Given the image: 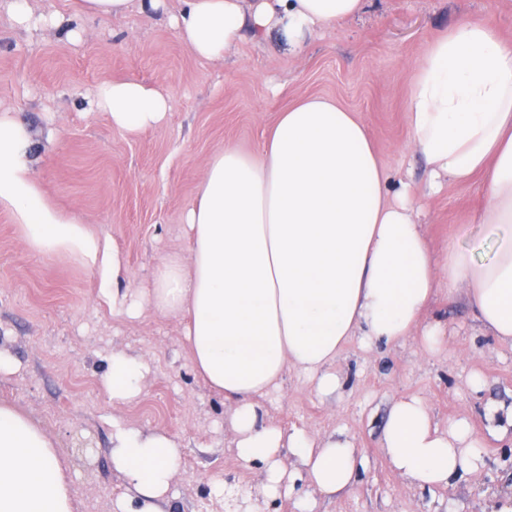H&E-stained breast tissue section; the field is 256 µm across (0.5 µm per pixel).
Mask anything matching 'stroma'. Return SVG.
Returning <instances> with one entry per match:
<instances>
[{"label": "stroma", "mask_w": 512, "mask_h": 512, "mask_svg": "<svg viewBox=\"0 0 512 512\" xmlns=\"http://www.w3.org/2000/svg\"><path fill=\"white\" fill-rule=\"evenodd\" d=\"M483 18L512 45V0H369L365 11L315 33L299 52L279 37H246L218 62L190 54L166 13L139 11L109 21L86 19L71 43L17 29L0 10V106L54 147L35 177L65 214L108 235L125 253L127 285L145 287L156 263L184 249L182 214L197 199L212 155L231 144L254 154L279 113L298 98L340 101L366 125L384 165L423 189L420 157L403 159L411 67L429 43L468 19ZM138 79L159 86L173 110L168 122L137 135L113 128L86 100L102 80ZM423 231L434 252L449 241L487 247L478 217L483 180L448 183L422 198ZM447 325V350L433 355L383 343L350 344L336 363L345 386L318 396L310 381L288 372L267 403L272 419L312 433L343 431L366 459L355 486L321 500L319 512H497L512 499V430L491 432L486 406L512 405V349L480 327L463 295H436L423 312ZM182 325L145 312L115 316L95 271L67 256H44L24 244L0 211V346L18 370L0 376V402L39 421L69 461L74 512H112L126 494L112 469V425L162 430L182 448L170 495L178 512H206L210 483L254 491L258 467L230 451L223 396L196 376L182 349ZM115 351L140 354L149 365L138 402H112L101 378ZM485 385L473 390L472 374ZM421 397L440 424L464 417L484 439L487 466L479 480L433 492L394 474L380 437L390 404Z\"/></svg>", "instance_id": "1"}]
</instances>
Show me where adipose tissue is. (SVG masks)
Returning <instances> with one entry per match:
<instances>
[{
  "label": "adipose tissue",
  "instance_id": "obj_1",
  "mask_svg": "<svg viewBox=\"0 0 512 512\" xmlns=\"http://www.w3.org/2000/svg\"><path fill=\"white\" fill-rule=\"evenodd\" d=\"M367 0H182L169 23L197 59L224 58L244 36L278 31L291 50L308 36L362 13ZM153 14L166 0H81L77 17L35 14L30 0H8L14 26L79 40L78 16L112 19L131 8ZM129 134L164 125L172 110L158 87L105 80L90 101ZM405 151L427 166L426 189L486 178L480 215L495 236L486 260L449 243L426 245L410 184L393 186L366 126L337 100L312 96L281 112L260 152L217 151L184 215L187 248L166 255L147 288H124L125 259L108 236L66 217L32 175L33 139L0 109V210L27 247L67 255L95 271L115 315L150 311L183 324L182 346L197 374L230 406L231 450L262 466L257 498L295 497L298 512L352 488L365 463L343 432L313 434L273 421L271 393L293 371L317 395L343 385L335 364L347 345H414L433 354L448 330L422 314L438 293H463L481 328L512 346V46L483 20H467L428 45L414 63ZM149 367L140 355L113 353L102 383L116 403L140 398ZM390 469L422 490L475 479L486 466L468 419L435 422L427 404L394 400L380 440ZM293 456L286 469L283 453ZM182 450L167 432L112 427L111 461L127 495L113 512H173L169 495ZM305 491H297V484ZM0 512H74L67 469L44 428L0 402Z\"/></svg>",
  "mask_w": 512,
  "mask_h": 512
}]
</instances>
